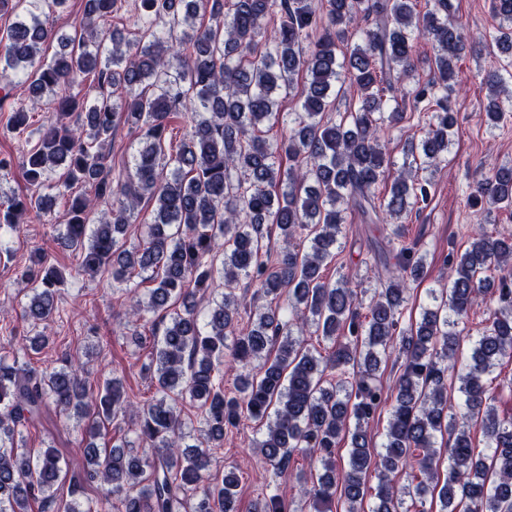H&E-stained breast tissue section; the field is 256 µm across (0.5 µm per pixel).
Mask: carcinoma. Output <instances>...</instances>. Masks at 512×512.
Here are the masks:
<instances>
[{"instance_id":"carcinoma-1","label":"carcinoma","mask_w":512,"mask_h":512,"mask_svg":"<svg viewBox=\"0 0 512 512\" xmlns=\"http://www.w3.org/2000/svg\"><path fill=\"white\" fill-rule=\"evenodd\" d=\"M124 2L84 0L83 32L71 36L48 24L64 0H0V12L14 13L0 36V79L23 77L30 98L11 107L6 128L23 135L45 98L55 110L21 164L31 193L0 198V228L51 213L62 196L61 239L83 272L153 284L145 301L136 287L122 292L133 342L151 344L144 372L154 392L135 402L116 376L94 389L72 355L40 369L20 359L47 343L37 327L57 311L58 279L36 250L18 271L21 314L35 335L0 355V512H238L239 477L218 478L213 467L244 418L262 431L257 448L274 476L294 453L308 459L297 480L315 512H365L368 500L370 512H512V413L498 414L493 387L496 367L512 363V231L481 226L464 251L449 252L448 284L428 290L430 307L409 325L407 284L426 276L419 243L391 260L375 245L374 261L389 273L381 290L322 275L347 238V213L388 225L393 242L401 225L388 219L426 202L431 181L420 173L448 159L458 122L448 91L465 49L452 0H431L423 13L418 0H134L131 40L99 27ZM491 5L499 27L484 43L500 66L485 73L482 116L496 124L512 112V92L508 107L500 100L512 83V0ZM201 15L208 23H196ZM421 37L432 42L435 78L410 95L431 117L392 175L380 133L406 118L397 84L413 76ZM53 39L63 51L47 61L42 47ZM345 90L350 109L329 116ZM389 94L395 106L386 110ZM289 97L300 111H281ZM183 111L191 133L173 150L168 119ZM75 113L80 121L64 122ZM279 125L288 134L269 139ZM121 126L137 148L115 174L105 147ZM471 198L487 216L512 217V166L493 169ZM146 203L151 221L129 245L128 226ZM275 237L283 248L273 258ZM218 278L224 294L204 318L197 295ZM243 280L262 301L246 322L235 293ZM487 301L474 337L469 313ZM309 336L333 345L322 352ZM391 357L399 367L388 405L380 365ZM226 370L235 372L230 393ZM186 405L199 418L193 445ZM384 409L377 445L371 427ZM133 410L134 438L98 447L105 426ZM72 411L85 420L76 473L57 448L34 453L23 436L30 423ZM88 482L104 487L101 498L80 500ZM428 495L438 510L426 507ZM253 512L286 510L275 493Z\"/></svg>"}]
</instances>
